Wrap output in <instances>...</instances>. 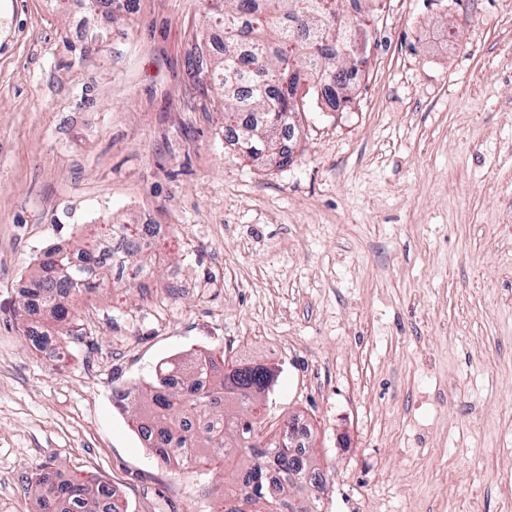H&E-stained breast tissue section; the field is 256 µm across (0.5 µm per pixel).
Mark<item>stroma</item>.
I'll list each match as a JSON object with an SVG mask.
<instances>
[{
    "mask_svg": "<svg viewBox=\"0 0 512 512\" xmlns=\"http://www.w3.org/2000/svg\"><path fill=\"white\" fill-rule=\"evenodd\" d=\"M204 0H0V512L38 473L121 512H216L245 460L158 465L112 401L199 352L274 367L323 512H503L512 494V0H382L349 108L245 158L203 67ZM146 290L77 298L89 344L24 336L29 272L142 212Z\"/></svg>",
    "mask_w": 512,
    "mask_h": 512,
    "instance_id": "stroma-1",
    "label": "stroma"
}]
</instances>
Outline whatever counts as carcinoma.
Instances as JSON below:
<instances>
[{"label":"carcinoma","instance_id":"1","mask_svg":"<svg viewBox=\"0 0 512 512\" xmlns=\"http://www.w3.org/2000/svg\"><path fill=\"white\" fill-rule=\"evenodd\" d=\"M374 0H224L222 12L207 16V26L224 27L222 58L211 69L220 91L225 128L242 155L266 156L282 167L291 160L283 147L286 133L299 132L310 93L336 110L353 100L352 74L367 64L368 51L353 46L369 36L365 24H353L347 10L363 14ZM97 245L77 251L83 264L59 250L47 251L29 279L28 294L41 299L43 311L69 333L74 343L83 332L69 298L108 287V269L99 266ZM26 338L37 348L57 349L49 331ZM178 375L182 387L171 377ZM263 365L240 368L224 358L200 352L155 370L137 399L133 422L156 462L177 467L201 455L222 458L235 453L252 458L238 481L224 488L219 512H288L290 491L323 485L312 451L288 447V423L262 440L263 419L253 392L268 386ZM38 512H120L112 487L102 481H50L36 478Z\"/></svg>","mask_w":512,"mask_h":512}]
</instances>
